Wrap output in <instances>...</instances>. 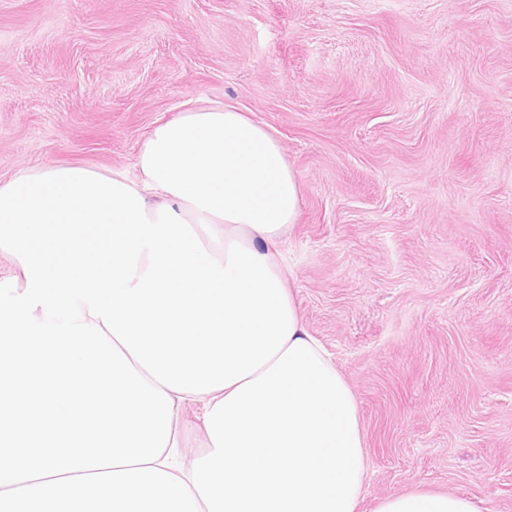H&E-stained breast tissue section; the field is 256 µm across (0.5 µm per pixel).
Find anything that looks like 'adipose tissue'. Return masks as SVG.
Here are the masks:
<instances>
[{
    "instance_id": "1",
    "label": "adipose tissue",
    "mask_w": 512,
    "mask_h": 512,
    "mask_svg": "<svg viewBox=\"0 0 512 512\" xmlns=\"http://www.w3.org/2000/svg\"><path fill=\"white\" fill-rule=\"evenodd\" d=\"M135 166L0 179V512H358L357 401L279 259L300 183L278 139L192 106ZM372 512L481 510L419 488Z\"/></svg>"
}]
</instances>
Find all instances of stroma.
Segmentation results:
<instances>
[{"mask_svg": "<svg viewBox=\"0 0 512 512\" xmlns=\"http://www.w3.org/2000/svg\"><path fill=\"white\" fill-rule=\"evenodd\" d=\"M233 104L280 140V253L352 387L360 512L416 486L512 512V0H0V177L135 176Z\"/></svg>", "mask_w": 512, "mask_h": 512, "instance_id": "35a3bbf8", "label": "stroma"}]
</instances>
